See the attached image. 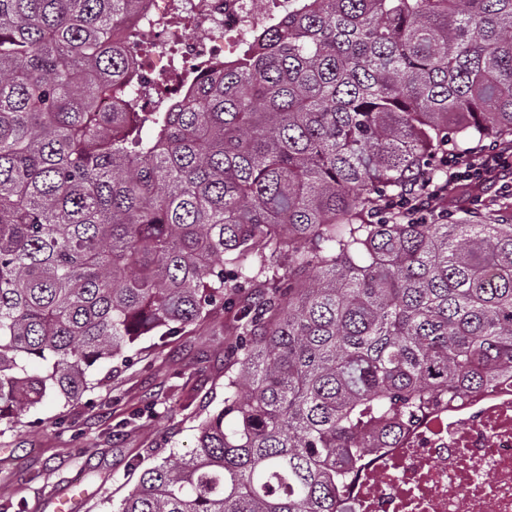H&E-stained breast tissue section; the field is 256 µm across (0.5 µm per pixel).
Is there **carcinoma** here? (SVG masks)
Masks as SVG:
<instances>
[{"label": "carcinoma", "instance_id": "obj_1", "mask_svg": "<svg viewBox=\"0 0 512 512\" xmlns=\"http://www.w3.org/2000/svg\"><path fill=\"white\" fill-rule=\"evenodd\" d=\"M136 0H0V435L235 310L224 406L113 512H343L430 407L512 381V212L414 214L512 148V0H301L161 112ZM512 152L509 149L496 148L476 152V155L461 160L459 156H448V179L453 183L486 184L505 181L507 174L512 175ZM500 185H484L482 199L484 202L494 201L501 195Z\"/></svg>", "mask_w": 512, "mask_h": 512}]
</instances>
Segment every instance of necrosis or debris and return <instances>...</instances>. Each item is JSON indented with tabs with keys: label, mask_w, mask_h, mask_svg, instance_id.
<instances>
[{
	"label": "necrosis or debris",
	"mask_w": 512,
	"mask_h": 512,
	"mask_svg": "<svg viewBox=\"0 0 512 512\" xmlns=\"http://www.w3.org/2000/svg\"><path fill=\"white\" fill-rule=\"evenodd\" d=\"M293 2L138 0L112 39L142 35L151 55L131 62L128 96L101 102V110L159 111L187 89L169 82L173 68L232 64ZM339 499L344 512H512V385L430 408L391 447L367 457Z\"/></svg>",
	"instance_id": "necrosis-or-debris-1"
}]
</instances>
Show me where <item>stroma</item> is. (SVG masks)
Returning a JSON list of instances; mask_svg holds the SVG:
<instances>
[{
	"mask_svg": "<svg viewBox=\"0 0 512 512\" xmlns=\"http://www.w3.org/2000/svg\"><path fill=\"white\" fill-rule=\"evenodd\" d=\"M233 320L218 312L182 335L144 337L133 364L93 372L97 386L84 398L45 401L30 413L40 428L22 423L1 435L0 512H47L75 480L85 491L80 512H110L139 467L189 452L195 426L223 405ZM148 404L153 417L135 419Z\"/></svg>",
	"mask_w": 512,
	"mask_h": 512,
	"instance_id": "obj_1",
	"label": "stroma"
}]
</instances>
